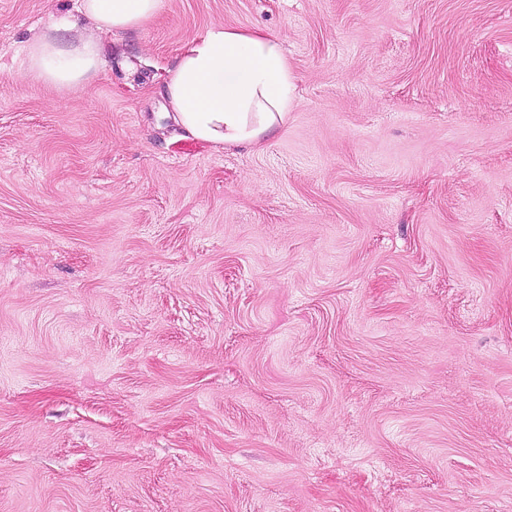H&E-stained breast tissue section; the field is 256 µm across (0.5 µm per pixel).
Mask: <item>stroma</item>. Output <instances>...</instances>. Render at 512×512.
<instances>
[{"label": "stroma", "instance_id": "obj_1", "mask_svg": "<svg viewBox=\"0 0 512 512\" xmlns=\"http://www.w3.org/2000/svg\"><path fill=\"white\" fill-rule=\"evenodd\" d=\"M75 5L0 0V512H512V0H164L59 90ZM218 25L253 146L164 116ZM282 45L259 29L219 25L191 39L166 80L174 119L216 149L255 145L283 125L294 84Z\"/></svg>", "mask_w": 512, "mask_h": 512}]
</instances>
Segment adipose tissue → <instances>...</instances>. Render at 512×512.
Instances as JSON below:
<instances>
[{
  "instance_id": "obj_1",
  "label": "adipose tissue",
  "mask_w": 512,
  "mask_h": 512,
  "mask_svg": "<svg viewBox=\"0 0 512 512\" xmlns=\"http://www.w3.org/2000/svg\"><path fill=\"white\" fill-rule=\"evenodd\" d=\"M164 0H77L94 25L91 37L60 46L49 34L25 48L27 69L46 84L75 89L103 64V40L143 25ZM175 121L214 148L255 145L283 125L294 103V84L282 45L261 30L216 26L192 39L166 80Z\"/></svg>"
}]
</instances>
